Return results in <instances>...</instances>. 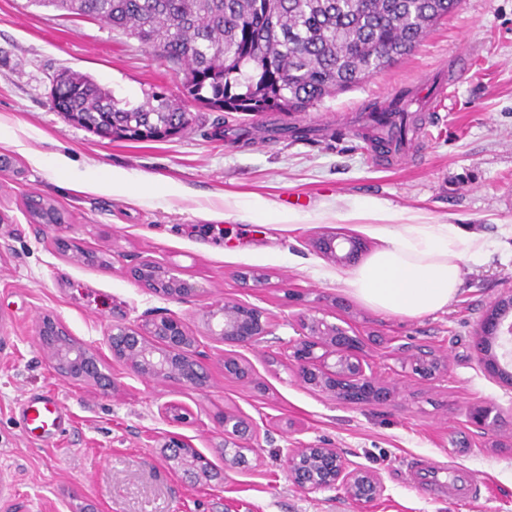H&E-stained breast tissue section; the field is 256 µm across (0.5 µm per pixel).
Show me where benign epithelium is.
I'll list each match as a JSON object with an SVG mask.
<instances>
[{
	"mask_svg": "<svg viewBox=\"0 0 512 512\" xmlns=\"http://www.w3.org/2000/svg\"><path fill=\"white\" fill-rule=\"evenodd\" d=\"M315 249L337 264H352L365 251L364 243L352 236L326 234L314 241ZM129 272L148 292L167 299L189 300L199 293L196 283L183 278L178 270L149 258L135 262ZM205 335L228 347L224 351V375L251 382L253 365L233 352L235 347H254L273 333V324L265 309L242 302L226 301L211 306L202 314ZM298 337L283 347V357L294 367L298 381L306 388L344 404L386 405L396 394L394 386L379 377L377 367L367 361L365 338L351 335L341 325L311 311L297 320ZM39 336L57 376L66 381L92 382L105 394L115 388L114 378L106 372L100 349L74 340L65 325L46 315L39 323ZM502 340L512 343V293L500 297L483 318L473 341L475 359L498 379L512 384V373L501 367L489 352L488 344ZM104 346L112 361L121 363L133 375L161 383H180L196 390L207 387L209 372L200 340L184 320L173 313H160L132 322L114 323L106 333ZM401 368L423 382H434L448 372V355L419 351L401 359ZM160 414L169 423L188 422V414L173 402L160 406ZM471 424L487 431L498 430L501 410L493 403L473 405L468 410ZM224 469L232 470L254 451L258 427L241 414L224 412ZM162 447L168 460L184 471L201 473L212 480L224 481V473L215 470L207 457L191 443L176 435ZM288 480L308 491L341 490L349 498L372 503L381 498L386 485L383 477L354 466L336 449L326 446L284 449Z\"/></svg>",
	"mask_w": 512,
	"mask_h": 512,
	"instance_id": "benign-epithelium-1",
	"label": "benign epithelium"
}]
</instances>
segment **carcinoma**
Listing matches in <instances>:
<instances>
[{
    "mask_svg": "<svg viewBox=\"0 0 512 512\" xmlns=\"http://www.w3.org/2000/svg\"><path fill=\"white\" fill-rule=\"evenodd\" d=\"M137 38L183 75L184 98L222 112H306L411 53L460 0H28ZM52 109L111 141H165L190 123L155 86L132 104L66 70ZM39 224L63 214L35 195Z\"/></svg>",
    "mask_w": 512,
    "mask_h": 512,
    "instance_id": "1",
    "label": "carcinoma"
}]
</instances>
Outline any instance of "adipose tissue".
Returning <instances> with one entry per match:
<instances>
[{"label":"adipose tissue","instance_id":"obj_1","mask_svg":"<svg viewBox=\"0 0 512 512\" xmlns=\"http://www.w3.org/2000/svg\"><path fill=\"white\" fill-rule=\"evenodd\" d=\"M342 219L367 220L366 231L380 249L347 276L344 290L370 308L415 319L447 309L462 283V265L480 257L485 237L451 224H429L420 217L400 219L382 200L363 198Z\"/></svg>","mask_w":512,"mask_h":512}]
</instances>
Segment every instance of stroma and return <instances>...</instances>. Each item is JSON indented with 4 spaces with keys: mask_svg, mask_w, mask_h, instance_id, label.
Wrapping results in <instances>:
<instances>
[{
    "mask_svg": "<svg viewBox=\"0 0 512 512\" xmlns=\"http://www.w3.org/2000/svg\"><path fill=\"white\" fill-rule=\"evenodd\" d=\"M25 2L0 0V157L12 162L0 171V512H512V387L490 376L471 349L483 317L512 290V0H462L410 54L308 111L252 116L191 103L185 131L137 143L99 138L53 112V78L77 71L137 103L154 85L180 95V76L134 37ZM467 45L473 57L438 122L413 129L409 163L381 166L352 135H268L274 124L354 123L359 109L415 87ZM36 153L65 156L68 167H37ZM93 165L159 186L136 197L82 190L72 176ZM167 183L175 193H165ZM32 192L51 198L65 224L31 223L24 202ZM366 197L488 238L487 252L464 263L448 310L386 315L336 283L349 266L324 259L311 241L339 232L376 249L361 222L340 217ZM262 199L303 223L247 217ZM58 237L111 261V269L60 255ZM140 257L179 267L199 294L182 302L140 288L128 274ZM243 269L264 273L265 283L241 285L234 273ZM224 301L260 306L271 317L268 343L241 351L258 385L225 378L224 347L204 335L202 312ZM312 307L353 334L382 336L379 344L368 340L365 354L395 387L393 402L338 404L300 385L278 352L295 337L297 314ZM160 312L177 314L199 336L209 358L206 389L160 384L113 362L116 387L102 395L60 379L38 336L40 318L51 315L95 347L112 324ZM403 345L447 354V375L423 384L403 372ZM43 393L69 414L65 432L48 440L29 437L16 415L22 399ZM168 401L187 410L179 434L225 471L224 482L167 459L161 438L172 428L159 407ZM483 402L501 409L500 433L470 423L469 407ZM227 410L260 428L255 452L230 471L218 421ZM312 445L380 472L383 497L365 505L337 490L293 485L282 451ZM417 459L449 467L465 496L431 493L410 474Z\"/></svg>",
    "mask_w": 512,
    "mask_h": 512,
    "instance_id": "obj_1",
    "label": "stroma"
}]
</instances>
